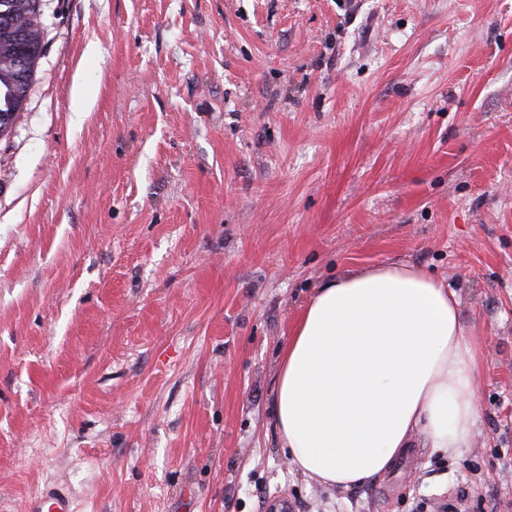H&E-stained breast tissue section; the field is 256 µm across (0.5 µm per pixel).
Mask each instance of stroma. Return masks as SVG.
I'll use <instances>...</instances> for the list:
<instances>
[{
	"label": "stroma",
	"instance_id": "obj_1",
	"mask_svg": "<svg viewBox=\"0 0 512 512\" xmlns=\"http://www.w3.org/2000/svg\"><path fill=\"white\" fill-rule=\"evenodd\" d=\"M0 136V512H512V0H42ZM92 98L74 112L72 91ZM408 262L479 335V434L400 494L291 468L315 284ZM28 512H74L70 498L58 490H49L29 504Z\"/></svg>",
	"mask_w": 512,
	"mask_h": 512
}]
</instances>
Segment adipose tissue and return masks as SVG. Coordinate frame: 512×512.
<instances>
[{
  "label": "adipose tissue",
  "mask_w": 512,
  "mask_h": 512,
  "mask_svg": "<svg viewBox=\"0 0 512 512\" xmlns=\"http://www.w3.org/2000/svg\"><path fill=\"white\" fill-rule=\"evenodd\" d=\"M480 375L454 289L405 262L347 270L317 284L278 353L280 446L307 479L338 489L385 471L417 435L461 454Z\"/></svg>",
  "instance_id": "1"
}]
</instances>
